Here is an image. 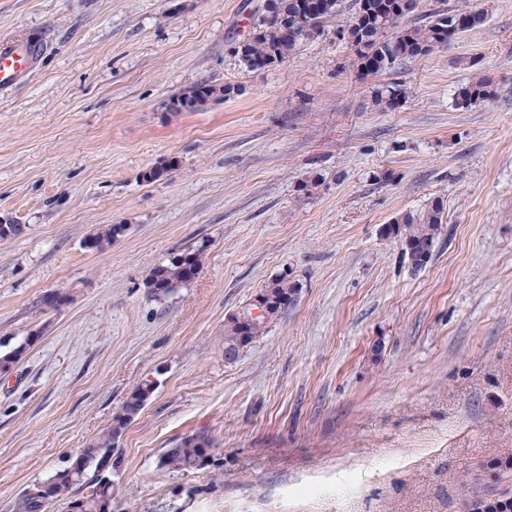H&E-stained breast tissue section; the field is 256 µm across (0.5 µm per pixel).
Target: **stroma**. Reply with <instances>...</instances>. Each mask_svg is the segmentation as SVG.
I'll return each mask as SVG.
<instances>
[{
  "label": "stroma",
  "instance_id": "obj_1",
  "mask_svg": "<svg viewBox=\"0 0 512 512\" xmlns=\"http://www.w3.org/2000/svg\"><path fill=\"white\" fill-rule=\"evenodd\" d=\"M265 0H0V42L41 41L0 90V512L154 391L110 470L112 512H464L512 492V0H419L402 26L484 10L452 46L364 75L340 0L287 61L235 52ZM493 95L458 106L475 76ZM201 83L230 98L170 101ZM399 90L382 112L376 89ZM170 164L154 182L144 172ZM442 199L411 271L382 234ZM108 224L127 230L88 247ZM207 244L164 297L150 269ZM300 285L236 362L224 324ZM199 434L185 474L160 456ZM214 447L213 442L202 435H188L161 455L159 465L172 472L197 470L216 455L217 448Z\"/></svg>",
  "mask_w": 512,
  "mask_h": 512
}]
</instances>
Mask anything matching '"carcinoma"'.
I'll return each instance as SVG.
<instances>
[{
  "label": "carcinoma",
  "mask_w": 512,
  "mask_h": 512,
  "mask_svg": "<svg viewBox=\"0 0 512 512\" xmlns=\"http://www.w3.org/2000/svg\"><path fill=\"white\" fill-rule=\"evenodd\" d=\"M287 17V27H281L268 14L261 15L252 37L239 43L237 54L250 69H262L282 63L300 46L319 35L326 20L336 15L339 0H322L323 8L309 13L300 6L301 0H271ZM406 16L401 0H358L353 16L359 28L356 55L353 65L357 70L372 75L392 67L399 60L428 55L450 46L457 36L480 26L485 20L482 11L459 13L439 12L428 23L409 28H399ZM395 31L391 38L381 37V31ZM235 93L231 85L200 84L190 91L191 98L202 109L207 101L220 96L224 100ZM491 97L490 85L482 77L472 80L459 93V104L470 107ZM398 94L394 89L375 90L373 103L384 109L396 104ZM444 204L434 199L419 210L406 211L396 222L405 225L404 233L417 241L421 251H432L443 223ZM123 225L112 224L89 240V246L99 247L103 242L116 238ZM207 245L202 243L187 249L166 264H157L151 270L147 285L157 295H167L194 279L203 267ZM300 285L284 275L272 279L263 291L268 297L291 298L298 294ZM253 304L232 315L224 324V360L237 359L241 351L263 336L269 319L251 315ZM150 391L137 388L126 399L122 412L113 418L112 426L84 449L81 458L73 459L64 470L47 481L49 498L24 494L19 501V512H43L52 501H65L66 512H111L107 500L112 487L109 477L103 474L106 463L116 467L119 460L112 459V452L133 414L143 410ZM216 455L211 440L198 434L184 437L175 447L167 449L160 457L159 466L172 472H190L202 468L209 458ZM93 475H88V472ZM86 484L89 491L81 496L73 494L76 485Z\"/></svg>",
  "instance_id": "obj_1"
}]
</instances>
